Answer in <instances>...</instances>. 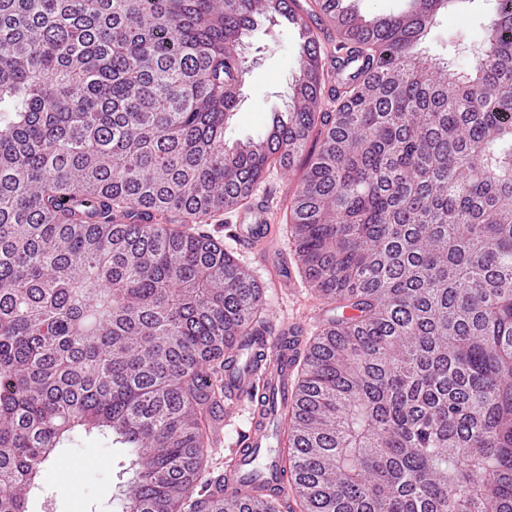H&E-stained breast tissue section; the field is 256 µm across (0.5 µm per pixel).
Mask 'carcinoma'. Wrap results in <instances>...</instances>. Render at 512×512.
<instances>
[{"mask_svg": "<svg viewBox=\"0 0 512 512\" xmlns=\"http://www.w3.org/2000/svg\"><path fill=\"white\" fill-rule=\"evenodd\" d=\"M453 2L311 0L360 67L299 45L288 112L229 147L281 0H0V512L76 430L133 450L121 512H512V0L466 78L419 52ZM302 156L289 242L358 315L300 354L289 486L239 499L203 480L210 402L275 329L201 227ZM351 3L365 17L399 12L409 5L407 0H351Z\"/></svg>", "mask_w": 512, "mask_h": 512, "instance_id": "1", "label": "carcinoma"}]
</instances>
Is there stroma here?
<instances>
[{
	"label": "stroma",
	"mask_w": 512,
	"mask_h": 512,
	"mask_svg": "<svg viewBox=\"0 0 512 512\" xmlns=\"http://www.w3.org/2000/svg\"><path fill=\"white\" fill-rule=\"evenodd\" d=\"M495 10L496 0H472L466 8L439 14L421 44L422 50L450 62L454 71L466 72ZM245 42L248 72L236 113L224 130V140L229 145L258 137L273 113L287 111L298 72L299 42L289 26L257 17ZM303 166L299 159L291 170H269L256 188L257 193L271 199L276 223L285 221L286 204ZM207 230L225 250L234 253L240 264L250 269L255 279L264 278L262 262L236 248L235 212L214 217ZM266 300L273 322L290 317L303 319L312 335L323 324L322 304L305 282H298L293 288L270 289ZM129 460V449L109 438L85 433L71 438L58 450L55 462L48 464L38 489L31 493L29 512H117V503L132 476Z\"/></svg>",
	"instance_id": "obj_1"
}]
</instances>
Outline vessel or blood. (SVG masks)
Returning a JSON list of instances; mask_svg holds the SVG:
<instances>
[{
    "mask_svg": "<svg viewBox=\"0 0 512 512\" xmlns=\"http://www.w3.org/2000/svg\"><path fill=\"white\" fill-rule=\"evenodd\" d=\"M279 227L271 219L269 198L256 196L239 214L236 242L242 249L263 257L274 274L277 287L296 285L294 270L287 265L278 246ZM307 326L299 319L280 321L274 338L241 341L224 374L225 417L234 415L244 400L257 393L282 395L293 389L296 351L302 349ZM268 418L253 407L250 430L235 450L224 476V492L246 498L258 491L272 492L284 481L283 458L270 441Z\"/></svg>",
    "mask_w": 512,
    "mask_h": 512,
    "instance_id": "b4317fda",
    "label": "vessel or blood"
}]
</instances>
